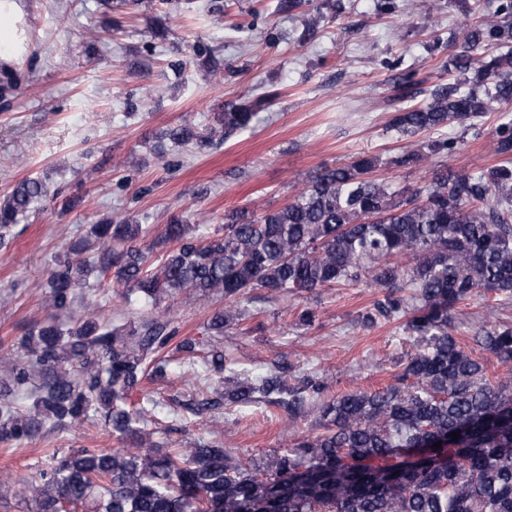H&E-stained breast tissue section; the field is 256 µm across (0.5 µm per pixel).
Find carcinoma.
<instances>
[{
	"instance_id": "carcinoma-1",
	"label": "carcinoma",
	"mask_w": 512,
	"mask_h": 512,
	"mask_svg": "<svg viewBox=\"0 0 512 512\" xmlns=\"http://www.w3.org/2000/svg\"><path fill=\"white\" fill-rule=\"evenodd\" d=\"M495 2L491 19L466 28L461 50L448 59V70L463 81L424 89L414 73L397 74L392 130L413 137L512 102V0ZM487 46L496 51L474 63L472 53ZM277 96L231 102L207 134L180 124L165 139L174 147L223 141L250 128ZM455 146L451 139L423 142L389 164H417ZM494 152L502 161L484 172L433 165L425 185L407 198L370 176L379 158L359 155L318 170L288 204L260 214L229 211L211 232L173 216L149 246L145 224L91 225L97 255L81 257L86 246L78 244L55 259L46 279L52 314L18 340L27 361L0 366L1 442L31 439L48 423L82 425L97 416L118 439H134L135 424L157 402L131 398L144 377H167L165 351L173 343L189 359L194 380L217 384L212 398L179 402L182 411L197 416L221 405L264 404L293 420L313 404L319 433L259 462L215 442L152 444L138 452L78 448L27 486L37 512H66L91 498L96 512H512V325L474 337L509 366L508 375L492 378L484 360L457 339L452 316L482 291L512 297V122L498 126ZM44 192L42 183L25 180L0 200V246ZM395 257L413 265L400 266ZM92 275L122 289L127 301L138 295L154 313L114 325L92 309L63 327L57 314L70 311L73 290L89 286ZM360 284L380 293L360 316L362 325L402 318L415 351L399 364L394 383L339 395L327 394L312 372L293 383L276 369L254 375L212 345L178 341L161 306L183 290L218 294L224 308L207 331L222 336L257 290L277 296ZM20 397L31 409L17 406ZM444 439L447 446L428 461L403 460L410 449Z\"/></svg>"
}]
</instances>
